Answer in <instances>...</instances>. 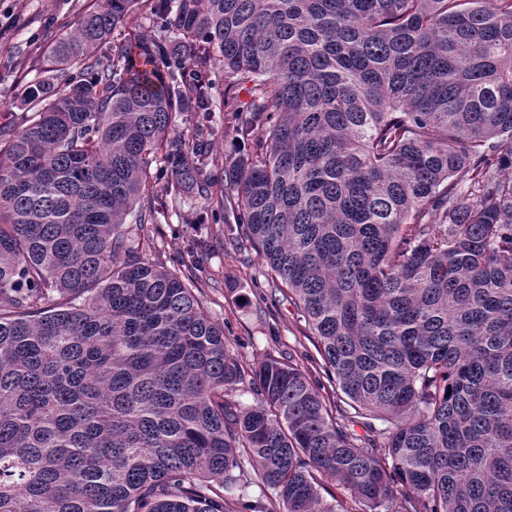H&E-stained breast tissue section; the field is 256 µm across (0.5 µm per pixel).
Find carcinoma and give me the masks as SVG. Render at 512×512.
<instances>
[{
	"label": "carcinoma",
	"mask_w": 512,
	"mask_h": 512,
	"mask_svg": "<svg viewBox=\"0 0 512 512\" xmlns=\"http://www.w3.org/2000/svg\"><path fill=\"white\" fill-rule=\"evenodd\" d=\"M138 3L0 125V512H235L249 470L284 512H512V0H153L111 42ZM216 110L253 143L217 208L342 406L273 356L243 405L191 275L129 245L213 196L214 128L172 117ZM149 11L142 7L137 13L130 19L128 25L125 29H121L114 33V40L116 42L120 40H126L131 35L133 39V35H147L154 36L156 33V28L149 21Z\"/></svg>",
	"instance_id": "obj_1"
}]
</instances>
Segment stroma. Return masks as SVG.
Segmentation results:
<instances>
[{
    "instance_id": "stroma-1",
    "label": "stroma",
    "mask_w": 512,
    "mask_h": 512,
    "mask_svg": "<svg viewBox=\"0 0 512 512\" xmlns=\"http://www.w3.org/2000/svg\"><path fill=\"white\" fill-rule=\"evenodd\" d=\"M99 0H0V124L21 114L15 97L19 84L38 77L45 49L61 27L73 26ZM142 239L143 257L176 268L187 260L188 246L202 245L195 293L210 316L224 328L232 356L253 369L266 356L292 360L327 402L337 399L317 343L285 290L251 248L239 249L226 224L132 225Z\"/></svg>"
}]
</instances>
